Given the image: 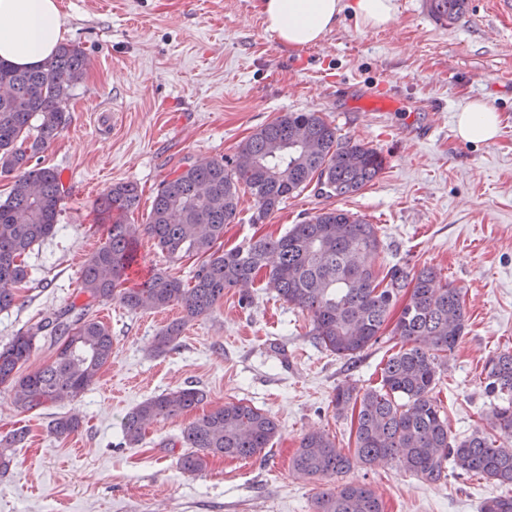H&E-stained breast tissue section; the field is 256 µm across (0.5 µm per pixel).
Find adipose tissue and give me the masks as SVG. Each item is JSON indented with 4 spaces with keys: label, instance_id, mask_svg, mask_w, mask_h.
I'll use <instances>...</instances> for the list:
<instances>
[{
    "label": "adipose tissue",
    "instance_id": "obj_1",
    "mask_svg": "<svg viewBox=\"0 0 512 512\" xmlns=\"http://www.w3.org/2000/svg\"><path fill=\"white\" fill-rule=\"evenodd\" d=\"M266 30L281 44L300 48L320 42L351 11L366 28L381 29L394 18V0H256ZM58 0H0V58L29 69L50 57L63 37ZM493 108L470 101L458 108L455 130L465 141L488 142L500 133Z\"/></svg>",
    "mask_w": 512,
    "mask_h": 512
}]
</instances>
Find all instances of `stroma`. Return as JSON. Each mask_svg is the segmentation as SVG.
Returning <instances> with one entry per match:
<instances>
[{"label":"stroma","mask_w":512,"mask_h":512,"mask_svg":"<svg viewBox=\"0 0 512 512\" xmlns=\"http://www.w3.org/2000/svg\"><path fill=\"white\" fill-rule=\"evenodd\" d=\"M394 2L386 28H362L346 11L321 42L298 49L266 31L255 0H58L66 41L85 51L88 66L73 90L69 125L40 159L63 176L56 231L28 253L31 281L0 313V345L85 303L81 270L106 235L99 200L113 184L138 185L140 204L128 221L145 223L161 181L182 159L234 156L280 114L317 111L343 138L377 149L383 172L344 200L307 189L261 224L252 223L253 199L242 193L223 248L283 235L324 207L377 224L384 247L370 263L432 266L441 282L461 289L465 334L434 395L452 437L486 428L491 399L481 371L490 357L512 351V81L500 78L512 71V30L484 0H469L447 26L426 0ZM379 83L393 87L395 104L366 101ZM471 100L499 112L497 139L456 136V111ZM429 122L435 133L426 139ZM194 265L169 260L144 236L126 285L158 271L184 279ZM251 291L245 306L238 289L225 290L213 314L190 322L178 347L160 356L150 343L178 309L95 306L112 330V362L81 397L22 413L0 391V437L27 431L14 466L0 473V512H313L327 484L298 477L293 453L315 429L352 452L355 416L336 414L333 393L347 382L377 385L394 343L384 337L357 359L339 358L314 344L308 315L267 293L263 280ZM185 385L206 392L204 407L151 425L139 445H126L125 414ZM238 401L276 417L272 448L182 473V429L204 408ZM57 416L77 418L78 432L51 435ZM343 479L370 486L384 512H480L486 499L512 496V485L452 472L424 482L389 458L354 465Z\"/></svg>","instance_id":"35a3bbf8"}]
</instances>
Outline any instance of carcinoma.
Wrapping results in <instances>:
<instances>
[{
	"label": "carcinoma",
	"mask_w": 512,
	"mask_h": 512,
	"mask_svg": "<svg viewBox=\"0 0 512 512\" xmlns=\"http://www.w3.org/2000/svg\"><path fill=\"white\" fill-rule=\"evenodd\" d=\"M430 15L448 24L465 14L468 0H427ZM87 63L76 45L59 46L43 65L20 70L0 60V175L13 176L0 202V312L16 302L27 284L25 256L34 244L53 235L62 211L64 190L57 172L32 164L69 122L68 103ZM385 158L374 148L346 141L319 112H286L258 127L240 142L233 159H185L160 184L146 223L126 218L139 205L132 182L112 185L100 209L109 217L106 237L85 260L80 308L58 311L0 348V389L22 411H37L65 398L80 397L112 362V331L92 314L100 303L117 300L128 310L178 307L181 317L162 327L151 351L163 354L181 338L186 325L210 316L226 288H246L264 273L265 288L283 302L307 313L309 335L326 351L355 359L378 343L391 309L405 296L391 335L401 349L381 368L380 385L357 390L336 387L337 412L358 408L353 453L336 446L322 430L305 433L292 457L302 477L335 479L354 463L369 465L391 457L429 483L445 477L446 467L512 484V352L491 357L484 368L487 393L499 400L489 416L496 435L481 429L457 440L432 392L448 367V357L464 335L466 320L461 289L438 284V271L392 265L382 272L362 257L382 248L378 227L348 210L323 208L285 234L253 237L223 250L224 226L238 213L240 192L254 202L252 223L280 210L288 199L315 186L328 198L362 191L382 173ZM153 239L170 259L195 258L188 281L157 272L138 288H125L138 261L140 236ZM53 338L51 363L27 374L40 334ZM206 392L183 387L150 397L123 419L125 442L138 444L151 424L178 417L201 405ZM79 428L70 417L51 421L58 438ZM279 434L274 416L244 402L212 407L185 427L178 460L187 474L204 472L214 458H252L266 453ZM15 431L0 439V470L13 463L11 448L25 440ZM314 512H384L367 486L338 484L314 500ZM481 512H512V497L487 500Z\"/></svg>",
	"instance_id": "1"
}]
</instances>
